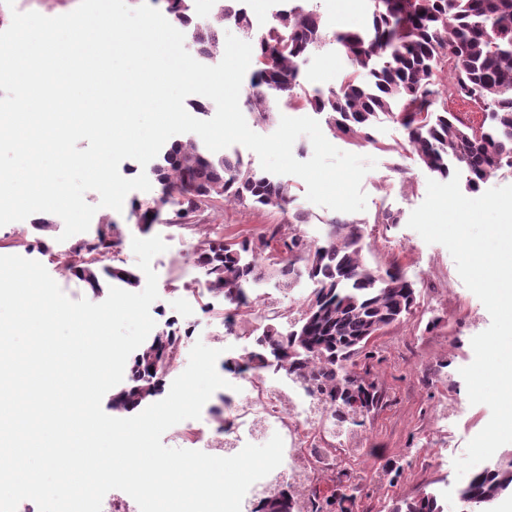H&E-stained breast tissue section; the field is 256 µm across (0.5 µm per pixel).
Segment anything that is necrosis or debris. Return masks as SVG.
<instances>
[{
    "label": "necrosis or debris",
    "mask_w": 512,
    "mask_h": 512,
    "mask_svg": "<svg viewBox=\"0 0 512 512\" xmlns=\"http://www.w3.org/2000/svg\"><path fill=\"white\" fill-rule=\"evenodd\" d=\"M231 387L224 392V427L213 431L212 447L236 453L247 437L278 431L284 442L279 469L254 483L249 495L274 487L288 478L302 496L328 484L348 457L357 455L362 429L340 430L332 423L324 394L308 392L276 371L257 376L230 371Z\"/></svg>",
    "instance_id": "obj_1"
}]
</instances>
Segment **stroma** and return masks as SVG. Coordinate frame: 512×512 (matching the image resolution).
Returning a JSON list of instances; mask_svg holds the SVG:
<instances>
[{
	"instance_id": "obj_1",
	"label": "stroma",
	"mask_w": 512,
	"mask_h": 512,
	"mask_svg": "<svg viewBox=\"0 0 512 512\" xmlns=\"http://www.w3.org/2000/svg\"><path fill=\"white\" fill-rule=\"evenodd\" d=\"M350 68L348 58L332 43L313 51L302 65L303 73L324 89L332 86L334 76ZM372 135V142L357 144L333 131L325 133L340 150L376 159V167L362 180L366 208L351 215L352 220L366 224L362 255L370 265L382 268L399 263L418 295L413 314L375 342L370 365L386 404L369 414L362 450L348 475L364 479V491L356 498L359 512H382L385 505L412 499L424 488L453 506L459 488L453 461L464 454L467 443L491 415L487 406L470 404L459 370L472 362L471 340L489 327L491 318L462 282L449 251L426 243L407 226L411 212L425 199L430 173L406 151V130L396 118L382 113L373 123ZM284 181L296 196V206L308 216L307 224L300 227L302 234L323 242L336 211L309 202L301 178L288 175ZM85 200L97 208L90 233L108 230L114 222L124 239L146 233L165 241L166 251L152 261L159 297L151 308L156 325L169 320L181 328L195 323L193 336L184 341L188 349L198 340L211 348L224 345L219 327L224 319L223 299L197 296L192 288L194 280L204 276L194 261L206 225L221 227L226 238L251 237L288 221L286 214L234 203L189 217L182 224L168 207L144 233L130 209L117 212L100 207V196L94 191L86 192ZM381 214L389 215L390 223H375V216ZM46 219L44 228L30 218L0 226V255L39 261L70 299L92 298L85 282L59 277L57 270L79 244L80 235L62 238V219L51 213ZM396 464L401 465V474H393Z\"/></svg>"
}]
</instances>
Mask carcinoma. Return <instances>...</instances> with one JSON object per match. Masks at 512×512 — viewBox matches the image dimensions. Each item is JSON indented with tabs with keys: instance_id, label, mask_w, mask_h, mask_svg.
Returning a JSON list of instances; mask_svg holds the SVG:
<instances>
[{
	"instance_id": "1",
	"label": "carcinoma",
	"mask_w": 512,
	"mask_h": 512,
	"mask_svg": "<svg viewBox=\"0 0 512 512\" xmlns=\"http://www.w3.org/2000/svg\"><path fill=\"white\" fill-rule=\"evenodd\" d=\"M171 21L183 29L194 52L209 56L221 48L224 20L232 18L251 37L252 21L238 0H211L208 21L196 22V0H166ZM370 23L362 31L331 32L315 9L292 6L255 42L244 104L260 118L282 101L329 114L333 129L356 142L372 141L374 119L383 112L396 117L408 133L418 161L442 178L451 169L467 173L477 189L496 171L512 168V0H369ZM328 41L351 62L336 87L306 89L300 64ZM453 79V94L483 112L474 127L438 101L441 74ZM151 175L183 219L215 208L218 202H250L256 208L286 211L293 202L288 184L245 166L237 156H209L194 141L174 142L154 164ZM307 223L300 209L289 214L288 232L265 229L240 242H200L198 263L205 269L209 293L238 313L255 301L246 287L264 274L262 261L275 260L281 286L291 287L302 274L316 284L289 320L266 316L250 341L244 367L257 374L274 369L326 393L334 406L336 426L348 418V397L355 394L378 405L381 391L370 381L367 336L372 328L401 323L416 305V289L401 268L371 267L362 256L363 228L335 219L326 240L311 244L298 226ZM86 245L64 263L66 272L101 290L107 277L127 285L134 274L84 256ZM179 336L162 334L133 357L128 385L112 396V410L130 412L162 393L163 371L170 368ZM512 495V457L470 476L457 492L467 512H486L493 502ZM350 499L342 485L317 504L347 512ZM299 493L276 488L261 495L253 512H300ZM391 512H445L425 490Z\"/></svg>"
}]
</instances>
